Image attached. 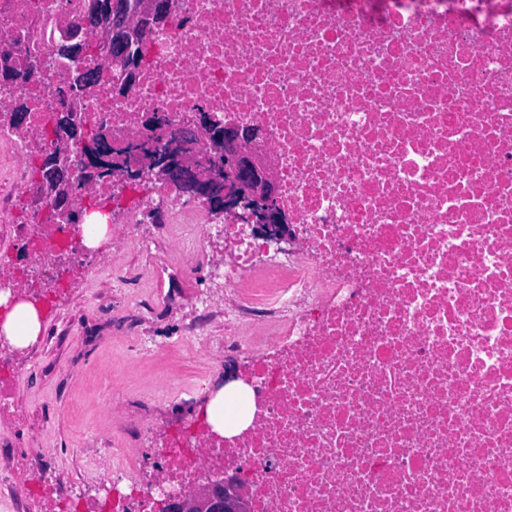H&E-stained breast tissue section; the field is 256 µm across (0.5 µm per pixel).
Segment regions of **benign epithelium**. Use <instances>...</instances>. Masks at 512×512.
I'll return each mask as SVG.
<instances>
[{
    "label": "benign epithelium",
    "instance_id": "obj_1",
    "mask_svg": "<svg viewBox=\"0 0 512 512\" xmlns=\"http://www.w3.org/2000/svg\"><path fill=\"white\" fill-rule=\"evenodd\" d=\"M86 13L92 20L91 35L99 44L119 39L128 45L139 43V37L165 21L162 0H87ZM198 129L206 137L210 151L224 156V190L220 200H208V182L218 179L212 172L195 175L196 147L185 134H175L167 154L145 157L137 152L140 162L153 169L156 178L179 190L190 189L207 200L210 209L243 223L253 225L254 233L276 245L293 240L292 227L278 212L263 208L277 195V184L270 168L256 162L244 147L247 137L231 129L213 126L207 115L199 116ZM71 144L60 134L47 162L51 166L70 162ZM246 488L233 476L212 473L189 489L166 495L155 501L156 512H246Z\"/></svg>",
    "mask_w": 512,
    "mask_h": 512
}]
</instances>
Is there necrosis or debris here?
<instances>
[{"label":"necrosis or debris","instance_id":"necrosis-or-debris-1","mask_svg":"<svg viewBox=\"0 0 512 512\" xmlns=\"http://www.w3.org/2000/svg\"><path fill=\"white\" fill-rule=\"evenodd\" d=\"M84 4L0 0V152L16 164L0 167V290L46 301L102 270L78 238L123 193L94 176L89 131L164 140L204 112L249 134L295 235L278 251L228 216L173 215L178 191L144 175L154 217L131 214L127 241L165 234L192 282L223 236L224 333L192 334L211 371L255 357L246 428L197 421L152 463L113 449L102 484L138 485L115 512H153L214 471L244 480L251 512H512V0H169L134 82L114 65L74 90L75 157L46 169ZM56 176L81 193L42 196ZM54 474L0 470V512Z\"/></svg>","mask_w":512,"mask_h":512}]
</instances>
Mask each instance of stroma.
Masks as SVG:
<instances>
[{
    "mask_svg": "<svg viewBox=\"0 0 512 512\" xmlns=\"http://www.w3.org/2000/svg\"><path fill=\"white\" fill-rule=\"evenodd\" d=\"M128 215L125 207L114 213L118 240L107 248L104 270L77 276L53 296L42 318L49 340L16 359L12 396L31 424L26 449L53 457L60 486L78 483L84 502L104 497L96 481L81 476L90 467L108 466L113 440L147 452L196 419L201 399L160 392L163 377L187 381L204 372L211 389L224 380L209 371L210 353L189 335L204 313L214 335L224 332V290L211 276L213 256L199 261L210 311L191 297L151 307L156 289L151 269L162 268L165 281L180 287L186 257L164 237L145 248L123 241ZM115 376L125 383L116 399L104 387ZM75 444L82 455L72 454Z\"/></svg>",
    "mask_w": 512,
    "mask_h": 512,
    "instance_id": "1",
    "label": "stroma"
}]
</instances>
